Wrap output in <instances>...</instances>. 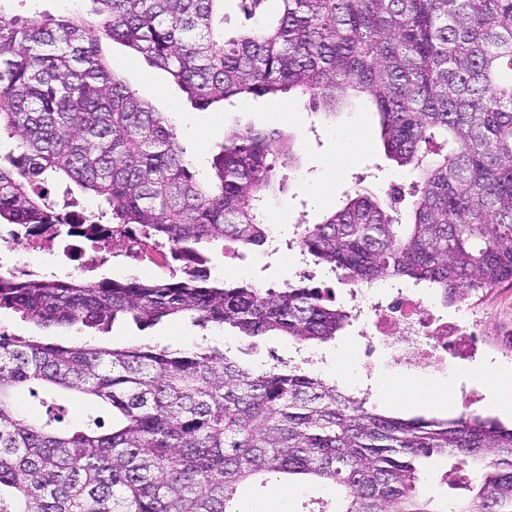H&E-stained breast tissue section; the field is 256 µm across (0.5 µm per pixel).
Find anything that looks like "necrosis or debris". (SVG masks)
<instances>
[{
	"label": "necrosis or debris",
	"mask_w": 512,
	"mask_h": 512,
	"mask_svg": "<svg viewBox=\"0 0 512 512\" xmlns=\"http://www.w3.org/2000/svg\"><path fill=\"white\" fill-rule=\"evenodd\" d=\"M89 241L110 258L123 256L157 264L169 255L166 246L145 241L137 233L113 236L107 224L91 230L78 224L70 235L60 232L55 224L44 225L37 235L24 224H2L0 275L55 274L62 260H74L77 251ZM346 308L365 339L368 352L389 350L394 364L406 373L420 370L427 375L441 374L449 363L461 364L476 355L470 311L459 308L454 315H447L442 307L410 288L387 281L352 288L346 295Z\"/></svg>",
	"instance_id": "1"
}]
</instances>
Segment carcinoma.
<instances>
[{"mask_svg": "<svg viewBox=\"0 0 512 512\" xmlns=\"http://www.w3.org/2000/svg\"><path fill=\"white\" fill-rule=\"evenodd\" d=\"M80 13L0 11V224L136 227L183 262L161 279L0 278V311L39 328L184 319L243 339L328 343L352 324L323 288L218 282L204 244L269 243L260 203L283 131L227 138L202 183L162 112L107 63L122 42L166 71L199 110L292 90L336 107L364 94L388 157L416 174L411 219L364 189L297 234L347 282L427 283L443 296L512 280V0H241L256 22L229 34L224 0H91ZM99 199L89 217L71 185ZM26 389L39 407L25 411ZM111 415L66 428L63 400ZM453 459L442 508L424 462ZM257 475H303L334 512H512V428L462 414L387 416L368 395L294 363L255 370L207 338L190 349L0 335V512H242Z\"/></svg>", "mask_w": 512, "mask_h": 512, "instance_id": "cac0c4a2", "label": "carcinoma"}]
</instances>
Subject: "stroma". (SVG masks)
Instances as JSON below:
<instances>
[{"instance_id":"stroma-1","label":"stroma","mask_w":512,"mask_h":512,"mask_svg":"<svg viewBox=\"0 0 512 512\" xmlns=\"http://www.w3.org/2000/svg\"><path fill=\"white\" fill-rule=\"evenodd\" d=\"M102 52L114 73L123 78L138 95L150 102L157 111L170 119L179 142L198 160L199 171H206L212 156L219 152L225 133L246 129L267 130L273 123L269 114L273 101L257 99L248 102L231 100L209 110L195 109L184 94L170 80L168 74L151 66L142 55L126 46L103 41ZM289 103L295 117L285 125L298 147L294 167L280 168L277 179L280 191L265 200L266 214L277 220L276 234L289 240L295 238L302 223L316 224L323 216L341 208L348 195L366 187L387 195L390 183L396 179V164L385 156L380 139L379 117L375 108L362 99H353L337 107L335 114L312 111L308 95L291 92ZM356 130L365 146L350 162L336 171H329L327 162L339 150L336 132ZM326 184L324 197H316L312 189ZM208 255L213 275L227 281L245 280L260 287L281 284L294 275L292 260L268 255L266 249L247 251L245 259H238L233 245L209 246ZM464 303L476 311L478 356L475 361L459 368H449L447 376L434 379L433 388H452L453 391H475L480 401L470 407L454 405L452 416L464 413L482 417H496L490 404L493 374L483 368L487 362L512 365V283L502 282L491 288L466 294ZM55 341L69 345L91 344L108 347L134 345H172L190 347L200 338H208L218 348L236 347L241 343L236 332L215 329L202 333L199 328L181 320L166 321L150 327L136 325L129 320L116 321L108 332L93 329L76 331L53 329ZM365 347L356 327H348L335 342L313 346L312 351L325 359L315 366L316 374L338 380L348 391L368 392L371 404L388 416H406L409 395H393L390 402H381L378 387L385 377L376 372L365 376L359 366Z\"/></svg>"}]
</instances>
